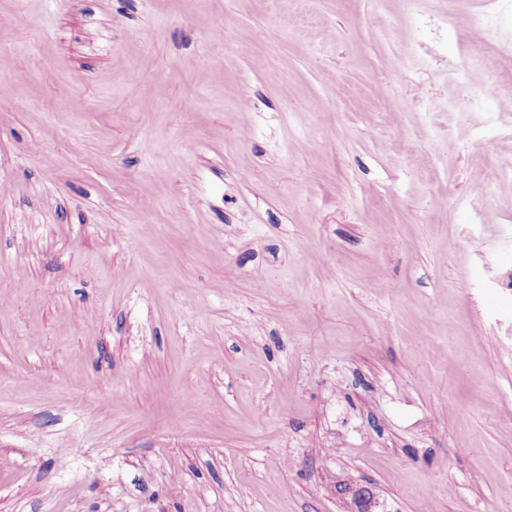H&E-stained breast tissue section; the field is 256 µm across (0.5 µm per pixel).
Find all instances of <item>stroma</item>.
Segmentation results:
<instances>
[{"instance_id": "obj_1", "label": "stroma", "mask_w": 512, "mask_h": 512, "mask_svg": "<svg viewBox=\"0 0 512 512\" xmlns=\"http://www.w3.org/2000/svg\"><path fill=\"white\" fill-rule=\"evenodd\" d=\"M1 80L0 512H512V0H0ZM484 23L483 19L479 16L473 18L472 21V42L466 55V60L463 64L458 65L455 68L456 78L459 85H465L469 82L470 66L478 57L479 49L481 45V32L483 31Z\"/></svg>"}]
</instances>
